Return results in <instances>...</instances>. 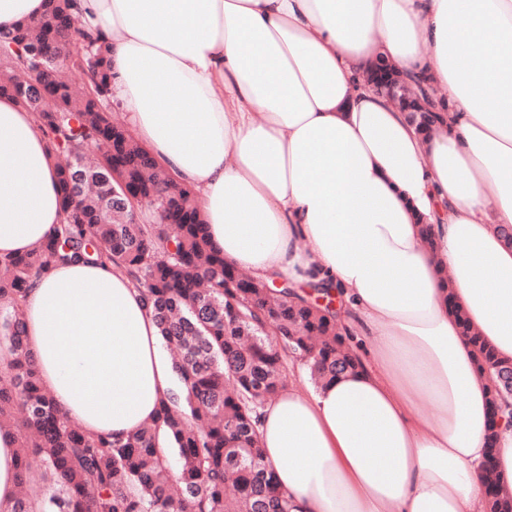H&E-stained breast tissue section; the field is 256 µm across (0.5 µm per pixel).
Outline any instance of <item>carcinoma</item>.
<instances>
[{
	"label": "carcinoma",
	"instance_id": "cac0c4a2",
	"mask_svg": "<svg viewBox=\"0 0 512 512\" xmlns=\"http://www.w3.org/2000/svg\"><path fill=\"white\" fill-rule=\"evenodd\" d=\"M65 31L68 57L36 64L23 42L49 43ZM7 35L21 44L0 48V95L38 114L56 157L64 201L60 224L43 245L0 257V423L17 428L19 489L10 512H30L33 471L49 480L43 512H290L264 458L259 408L286 387L284 357L306 363L324 383L358 366L336 328L332 307L294 290L269 288L224 261L211 245L196 192L162 173L156 160L96 97H112L105 53L109 41L84 26L71 0H47L39 17ZM84 75L72 90L70 73ZM25 75L41 84L52 111L17 94ZM121 151L112 157V142ZM139 185L144 208L124 207L122 190L93 182L80 199L69 188L73 162L90 147ZM54 263L114 265L143 288L162 340L177 350L172 365L179 392L162 400L158 418L122 439L92 438L56 409L24 336L20 300L29 281ZM462 335L481 367L512 374L456 311ZM165 426L178 471L155 445ZM485 512H512V492L492 482Z\"/></svg>",
	"mask_w": 512,
	"mask_h": 512
}]
</instances>
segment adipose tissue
<instances>
[{
	"mask_svg": "<svg viewBox=\"0 0 512 512\" xmlns=\"http://www.w3.org/2000/svg\"><path fill=\"white\" fill-rule=\"evenodd\" d=\"M78 3L112 40L115 98L196 190L212 244L253 278L335 285L343 335L371 342L356 372L262 410L291 512H474L491 431L512 489V425L491 427L490 379L445 301L512 358V248L496 231L512 225V0ZM378 58L445 102L431 137L367 85ZM62 209L36 114L1 95L0 254L45 242ZM21 308L61 414L114 439L156 418L174 374L121 269L51 266ZM16 453L0 429V512Z\"/></svg>",
	"mask_w": 512,
	"mask_h": 512,
	"instance_id": "1",
	"label": "adipose tissue"
}]
</instances>
